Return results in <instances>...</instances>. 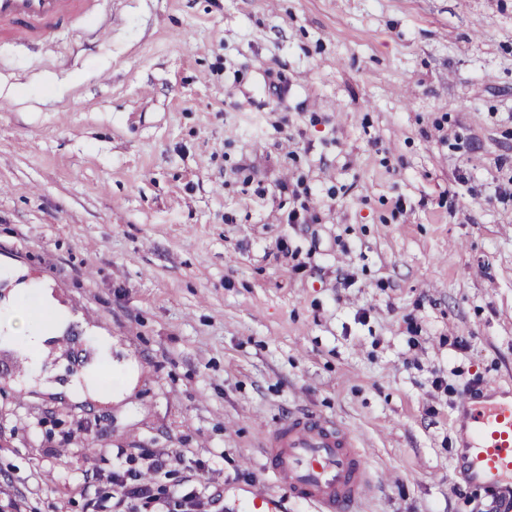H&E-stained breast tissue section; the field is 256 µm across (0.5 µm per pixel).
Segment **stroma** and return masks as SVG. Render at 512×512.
<instances>
[{"mask_svg":"<svg viewBox=\"0 0 512 512\" xmlns=\"http://www.w3.org/2000/svg\"><path fill=\"white\" fill-rule=\"evenodd\" d=\"M0 266L71 315L37 371L0 341V512L168 449L165 494L227 512L301 411L355 435V512H484L456 420L512 386V0H102L0 43Z\"/></svg>","mask_w":512,"mask_h":512,"instance_id":"obj_1","label":"stroma"}]
</instances>
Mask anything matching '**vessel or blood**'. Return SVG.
Listing matches in <instances>:
<instances>
[{
  "label": "vessel or blood",
  "mask_w": 512,
  "mask_h": 512,
  "mask_svg": "<svg viewBox=\"0 0 512 512\" xmlns=\"http://www.w3.org/2000/svg\"><path fill=\"white\" fill-rule=\"evenodd\" d=\"M100 0H0V42L48 44L75 21L94 14ZM468 483L496 500L512 499V389L484 402H461ZM264 472L289 498L314 512H353L367 494L368 466L354 436L334 421L301 412L270 431Z\"/></svg>",
  "instance_id": "vessel-or-blood-1"
}]
</instances>
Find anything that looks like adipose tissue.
Segmentation results:
<instances>
[{"label": "adipose tissue", "mask_w": 512, "mask_h": 512, "mask_svg": "<svg viewBox=\"0 0 512 512\" xmlns=\"http://www.w3.org/2000/svg\"><path fill=\"white\" fill-rule=\"evenodd\" d=\"M66 310L58 307L51 295L42 289L25 284L16 300L0 307V328L7 329L10 339L20 342L31 363H39L44 342L68 320Z\"/></svg>", "instance_id": "1"}]
</instances>
